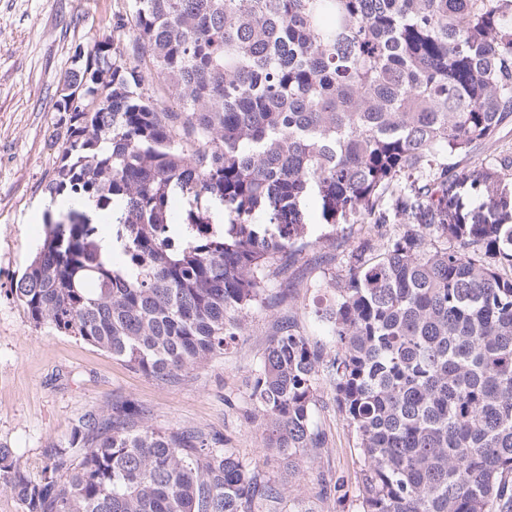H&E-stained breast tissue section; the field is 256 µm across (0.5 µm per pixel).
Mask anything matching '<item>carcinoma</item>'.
Listing matches in <instances>:
<instances>
[{"instance_id": "carcinoma-1", "label": "carcinoma", "mask_w": 512, "mask_h": 512, "mask_svg": "<svg viewBox=\"0 0 512 512\" xmlns=\"http://www.w3.org/2000/svg\"><path fill=\"white\" fill-rule=\"evenodd\" d=\"M112 30L75 51L45 185L112 207V256L86 211L46 214L11 288L31 323L170 382L312 245L307 200L333 246L403 187L397 232L350 250L316 311L334 350L288 322L250 418L297 464L325 442L323 376L356 435L358 512H512V158L458 161L512 122V0H133ZM0 491L23 512H254L279 495L224 439L147 426L132 401L79 417L36 475L0 446Z\"/></svg>"}]
</instances>
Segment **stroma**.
<instances>
[{
    "label": "stroma",
    "instance_id": "stroma-1",
    "mask_svg": "<svg viewBox=\"0 0 512 512\" xmlns=\"http://www.w3.org/2000/svg\"><path fill=\"white\" fill-rule=\"evenodd\" d=\"M117 12L131 17V0H0V446L39 470L45 448L63 442L78 417L106 414L113 403L131 400L145 410L147 425L220 435L239 458L258 461L280 496L274 503L257 499L254 512H357L356 437L329 382L319 383L314 413L327 445L294 467L267 448L263 429L250 421L247 382L287 319H295L310 342L330 347L327 326L315 312L329 300L327 282L359 243L363 225H344L335 246L319 245L327 226L318 205L308 203L313 244L271 276L273 307L253 310L224 353L173 383L75 337L34 326L9 294L44 238L45 180L61 155L53 135L55 103L74 50L91 49L110 35ZM340 476L349 485L342 500L324 492Z\"/></svg>",
    "mask_w": 512,
    "mask_h": 512
}]
</instances>
